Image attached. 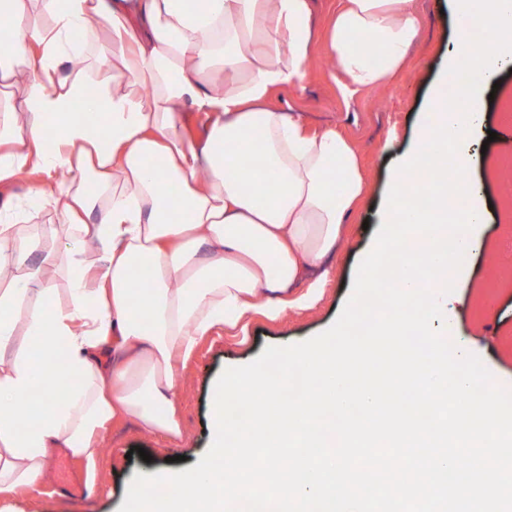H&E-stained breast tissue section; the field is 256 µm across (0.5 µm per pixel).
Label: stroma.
Returning a JSON list of instances; mask_svg holds the SVG:
<instances>
[{
    "instance_id": "35a3bbf8",
    "label": "stroma",
    "mask_w": 512,
    "mask_h": 512,
    "mask_svg": "<svg viewBox=\"0 0 512 512\" xmlns=\"http://www.w3.org/2000/svg\"><path fill=\"white\" fill-rule=\"evenodd\" d=\"M452 4L453 0H414L420 36L392 86L362 91L352 103H345L331 76V63L318 55L302 86L281 91L274 98L276 105L304 114L313 127L334 126L348 136L360 151L371 185L350 217L347 241L336 257V273L315 308L291 311L276 320L258 313L245 330L228 329L204 339L186 363L177 389L181 438L165 439L133 423L113 429L94 486L80 503L66 487L85 483L84 466L69 453L56 451L49 456L41 494L21 498L20 512H118L132 476L165 468L173 456L194 459L208 448L211 390L224 368L251 362L268 346L303 342L334 324L350 295L359 256L373 237L363 223L375 218L392 173L391 161L381 154L380 145L389 138L394 153L403 152L417 126L430 118L429 101L453 46L456 17ZM498 81L501 89L489 106L486 121L487 129L498 137L488 144L487 152L492 161L506 165L507 178L484 188L493 208L482 231L493 242L494 251L469 254L465 261L477 285L457 291L454 312L461 334L455 342L479 350L495 383L512 390V221H505L500 206L503 195H512V73L501 72ZM143 450L149 460L140 458Z\"/></svg>"
}]
</instances>
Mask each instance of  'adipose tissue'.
Segmentation results:
<instances>
[{
  "mask_svg": "<svg viewBox=\"0 0 512 512\" xmlns=\"http://www.w3.org/2000/svg\"><path fill=\"white\" fill-rule=\"evenodd\" d=\"M0 12L13 22L0 186L45 176L0 205V512H15L50 449L91 472L123 421L179 437V370L205 336L316 300L369 184L349 139L270 98L300 86L320 49L345 100L387 86L419 18L412 0H340L320 48L310 0H0ZM255 143L278 176L264 198L235 172ZM39 362L77 382L23 426Z\"/></svg>",
  "mask_w": 512,
  "mask_h": 512,
  "instance_id": "ef3b65f1",
  "label": "adipose tissue"
}]
</instances>
